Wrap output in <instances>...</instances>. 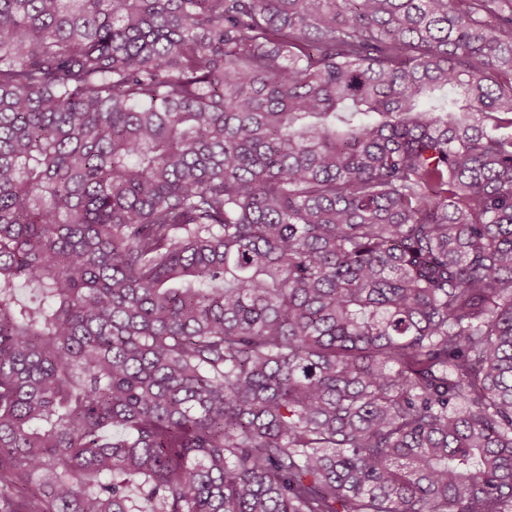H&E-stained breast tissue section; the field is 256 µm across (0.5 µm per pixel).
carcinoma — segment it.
<instances>
[{"instance_id": "carcinoma-1", "label": "carcinoma", "mask_w": 512, "mask_h": 512, "mask_svg": "<svg viewBox=\"0 0 512 512\" xmlns=\"http://www.w3.org/2000/svg\"><path fill=\"white\" fill-rule=\"evenodd\" d=\"M0 512H512V0H0Z\"/></svg>"}]
</instances>
